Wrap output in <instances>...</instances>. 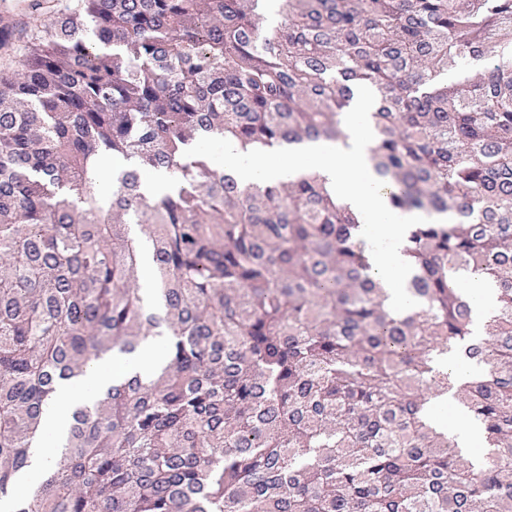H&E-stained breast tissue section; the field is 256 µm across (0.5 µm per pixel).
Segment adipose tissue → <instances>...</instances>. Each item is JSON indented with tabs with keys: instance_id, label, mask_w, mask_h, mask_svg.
<instances>
[{
	"instance_id": "1",
	"label": "adipose tissue",
	"mask_w": 512,
	"mask_h": 512,
	"mask_svg": "<svg viewBox=\"0 0 512 512\" xmlns=\"http://www.w3.org/2000/svg\"><path fill=\"white\" fill-rule=\"evenodd\" d=\"M457 285L464 288L473 301V334L482 336L484 323L497 307L498 289L493 281L471 275L461 277ZM159 346V338H147L138 352L108 353L88 368L83 376L63 381L56 402L46 412L47 429L56 436L66 433L74 406L91 402L108 389L115 372L150 377L162 360ZM434 366L437 370L447 371L451 388L447 393L431 399L426 405V411L432 414L440 409H448L454 418L453 425L448 428L450 437L463 457L476 460V447L483 441V431L478 423L470 419L466 408L456 396L457 388L471 380L473 370L453 352L435 357Z\"/></svg>"
}]
</instances>
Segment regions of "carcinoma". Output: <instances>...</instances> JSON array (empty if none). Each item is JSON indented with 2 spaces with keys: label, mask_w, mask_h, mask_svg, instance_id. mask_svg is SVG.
<instances>
[{
  "label": "carcinoma",
  "mask_w": 512,
  "mask_h": 512,
  "mask_svg": "<svg viewBox=\"0 0 512 512\" xmlns=\"http://www.w3.org/2000/svg\"><path fill=\"white\" fill-rule=\"evenodd\" d=\"M65 0L0 84V500L13 512H512V0ZM481 63L474 79L461 68ZM408 230L419 311L396 317L358 220L314 174L244 186L184 151L344 137ZM167 190L142 192L147 173ZM149 242L160 309L136 288ZM492 279L472 336L459 275ZM168 335L161 373L78 406L19 496L44 408L109 351ZM459 388L489 461L420 415ZM433 366L438 371L448 369L451 388L447 393L431 399L426 404L425 412L433 416L435 411L448 407V412L456 421L452 426H448V434L453 438L461 455L477 463L479 457L475 450L478 444H482L483 431L478 423L470 419L467 409L456 396L457 389L472 379L473 370L455 352L436 356Z\"/></svg>",
  "instance_id": "cac0c4a2"
}]
</instances>
